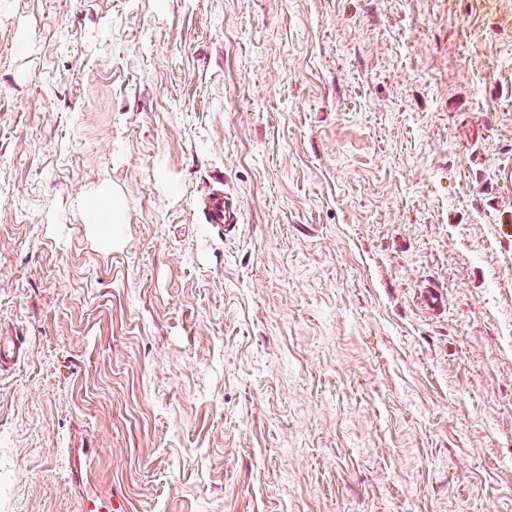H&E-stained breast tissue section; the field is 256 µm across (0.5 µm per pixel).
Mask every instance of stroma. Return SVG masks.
<instances>
[{"mask_svg":"<svg viewBox=\"0 0 512 512\" xmlns=\"http://www.w3.org/2000/svg\"><path fill=\"white\" fill-rule=\"evenodd\" d=\"M508 158L512 0H0V512H512ZM208 218L213 224H224V228L233 229L240 221L238 204L232 195L216 192L204 202ZM24 351V336H0V368L18 361ZM92 442L86 437L73 440L69 451L70 487L87 512H128L130 503L126 493L112 482L105 485L98 479L93 464Z\"/></svg>","mask_w":512,"mask_h":512,"instance_id":"obj_1","label":"stroma"}]
</instances>
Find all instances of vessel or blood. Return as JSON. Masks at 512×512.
Masks as SVG:
<instances>
[{
  "label": "vessel or blood",
  "mask_w": 512,
  "mask_h": 512,
  "mask_svg": "<svg viewBox=\"0 0 512 512\" xmlns=\"http://www.w3.org/2000/svg\"><path fill=\"white\" fill-rule=\"evenodd\" d=\"M211 223L235 227L240 221L238 204L232 195L214 193L204 203ZM24 351L21 336H0V368L18 361ZM90 439L74 442L69 451L70 487L79 498L86 512H129L130 503L126 493L112 484H103L98 479L90 450Z\"/></svg>",
  "instance_id": "b4317fda"
}]
</instances>
